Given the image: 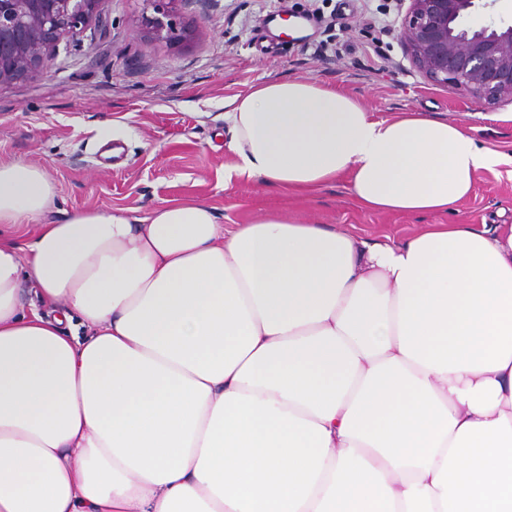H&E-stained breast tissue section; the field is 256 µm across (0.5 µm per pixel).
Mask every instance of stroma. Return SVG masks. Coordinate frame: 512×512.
<instances>
[{"instance_id":"stroma-1","label":"stroma","mask_w":512,"mask_h":512,"mask_svg":"<svg viewBox=\"0 0 512 512\" xmlns=\"http://www.w3.org/2000/svg\"><path fill=\"white\" fill-rule=\"evenodd\" d=\"M153 13L149 0H109L96 36L0 84V161L45 171L55 186L47 220L83 208L143 215L180 196L216 207L225 228L275 213L395 244L430 224H512L507 163L482 172L456 215L369 212L341 180L310 194L225 182L224 102L276 79L318 82L378 118L425 112L512 157V105L487 108L414 69L396 0H179L166 39L147 28Z\"/></svg>"}]
</instances>
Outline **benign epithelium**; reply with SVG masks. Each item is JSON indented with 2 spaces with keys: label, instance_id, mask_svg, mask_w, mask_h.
I'll list each match as a JSON object with an SVG mask.
<instances>
[{
  "label": "benign epithelium",
  "instance_id": "obj_1",
  "mask_svg": "<svg viewBox=\"0 0 512 512\" xmlns=\"http://www.w3.org/2000/svg\"><path fill=\"white\" fill-rule=\"evenodd\" d=\"M157 37L173 30L172 4L148 0ZM408 3L399 31L405 56L426 79L490 105L512 103V24L480 10L498 0H398ZM106 0H0V83L42 70L70 45L99 30Z\"/></svg>",
  "mask_w": 512,
  "mask_h": 512
}]
</instances>
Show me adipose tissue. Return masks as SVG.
I'll use <instances>...</instances> for the list:
<instances>
[{
  "label": "adipose tissue",
  "mask_w": 512,
  "mask_h": 512,
  "mask_svg": "<svg viewBox=\"0 0 512 512\" xmlns=\"http://www.w3.org/2000/svg\"><path fill=\"white\" fill-rule=\"evenodd\" d=\"M237 177L456 213L501 161L422 112L316 82L226 104ZM0 162V512H512V225L400 245L268 214L45 222ZM38 305H28V294Z\"/></svg>",
  "instance_id": "ef3b65f1"
}]
</instances>
